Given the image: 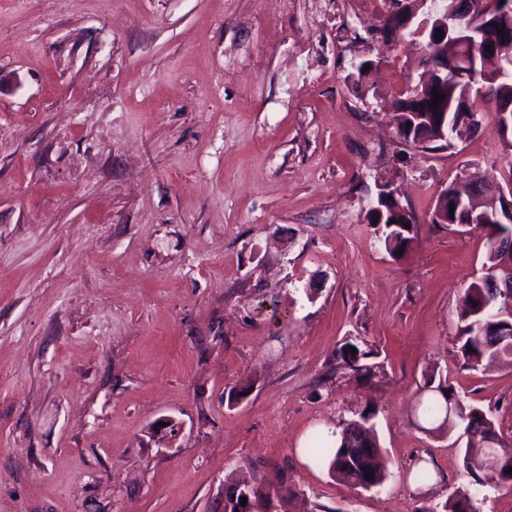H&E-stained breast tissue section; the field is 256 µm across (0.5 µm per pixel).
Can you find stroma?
<instances>
[{"instance_id":"stroma-1","label":"stroma","mask_w":512,"mask_h":512,"mask_svg":"<svg viewBox=\"0 0 512 512\" xmlns=\"http://www.w3.org/2000/svg\"><path fill=\"white\" fill-rule=\"evenodd\" d=\"M317 4L0 0V512H224L232 478L288 484V512H414L469 483L413 412L432 370L512 437V361L459 354L486 234L429 221L451 182L512 171L495 104L402 152L419 54L379 33L390 0L349 44ZM380 177L419 220L399 260L366 220ZM366 408L393 467L370 491L304 451ZM349 346L356 349V354L351 355ZM370 356V351H366L352 342H345L336 350V360L343 366L350 368L353 372H356L358 377H361L366 381L373 379L376 376L377 369L379 368L376 364L367 362Z\"/></svg>"}]
</instances>
